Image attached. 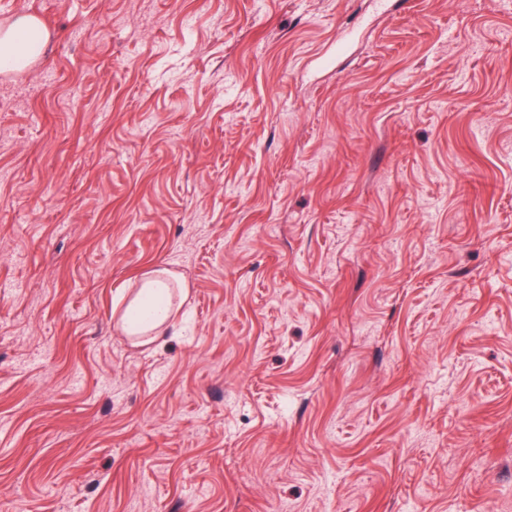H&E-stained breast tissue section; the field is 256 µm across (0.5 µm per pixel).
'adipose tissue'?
Segmentation results:
<instances>
[{
  "instance_id": "ef3b65f1",
  "label": "adipose tissue",
  "mask_w": 512,
  "mask_h": 512,
  "mask_svg": "<svg viewBox=\"0 0 512 512\" xmlns=\"http://www.w3.org/2000/svg\"><path fill=\"white\" fill-rule=\"evenodd\" d=\"M51 38L36 16L21 13L0 25V73L20 71L40 59ZM172 274L152 269L142 274L138 288L119 289L117 303L123 330L133 337L166 335L173 317Z\"/></svg>"
}]
</instances>
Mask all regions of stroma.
<instances>
[{
	"mask_svg": "<svg viewBox=\"0 0 512 512\" xmlns=\"http://www.w3.org/2000/svg\"><path fill=\"white\" fill-rule=\"evenodd\" d=\"M19 13L0 512H512V0ZM51 38L36 16L21 13L0 25V73L20 71L40 59ZM173 276L168 269L148 270L142 274L139 288L118 290L117 310L121 305V325L128 336L154 340L167 334L174 313Z\"/></svg>",
	"mask_w": 512,
	"mask_h": 512,
	"instance_id": "obj_1",
	"label": "stroma"
}]
</instances>
